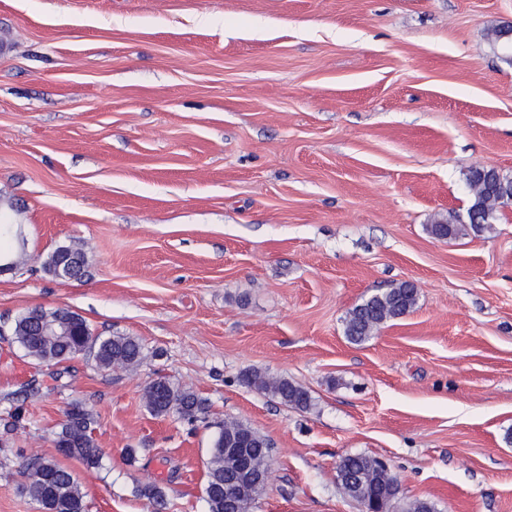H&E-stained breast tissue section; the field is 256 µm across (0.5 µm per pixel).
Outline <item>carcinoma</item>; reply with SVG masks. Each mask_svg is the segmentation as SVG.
Here are the masks:
<instances>
[{
  "mask_svg": "<svg viewBox=\"0 0 512 512\" xmlns=\"http://www.w3.org/2000/svg\"><path fill=\"white\" fill-rule=\"evenodd\" d=\"M467 182L472 194V204L467 212L468 222L460 224L454 216L440 217L428 225V233L437 240H448L473 232L477 235L492 229L493 221L507 207L505 197L512 194V180L496 169H474ZM74 256L80 263L72 270L88 266L85 251L75 245H60L44 261L45 270L54 278L67 280L68 270L64 261ZM418 288L403 281L385 291L377 292L355 305L345 319L344 335L355 345L372 339L381 326L410 313L418 302ZM57 310L43 307L30 308L19 314L10 326L11 340L19 345L34 365L59 364L75 355L90 359L96 368L114 366L131 367L144 359L143 345L139 338L128 335L101 336L92 332L86 320L73 313L78 322L79 335L63 339H44L38 336L39 321L53 320ZM241 383L260 393L268 394L285 406L308 409L312 396L304 387L279 378H270L258 370H248L241 376ZM147 409L155 416L176 413L189 424L206 417L208 404L196 392L182 389L165 378L159 384H149L145 391ZM97 416L82 402H72L65 410V420L55 432L56 450L65 457L76 458L88 468L100 465L102 452L93 438ZM240 438L249 448L251 467L256 473L269 466L272 443L244 422L224 424L213 437L210 458L207 462L204 485L209 512H236L238 504L250 507L262 492L263 486L238 485L239 493L228 496L225 486L231 484L235 469L234 459L225 452V442ZM24 481L22 493L41 508L52 512H87L84 495L73 474L54 458L34 456L22 466ZM338 478L344 493L361 501L363 494L389 498L399 490L396 481L385 474L378 462L366 455L354 454L343 458L338 466ZM139 496L148 501L152 512H160L167 505L163 488L147 484L138 489Z\"/></svg>",
  "mask_w": 512,
  "mask_h": 512,
  "instance_id": "carcinoma-1",
  "label": "carcinoma"
}]
</instances>
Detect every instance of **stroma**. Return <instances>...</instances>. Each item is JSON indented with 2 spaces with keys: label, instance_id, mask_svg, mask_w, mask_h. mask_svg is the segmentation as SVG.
<instances>
[{
  "label": "stroma",
  "instance_id": "obj_1",
  "mask_svg": "<svg viewBox=\"0 0 512 512\" xmlns=\"http://www.w3.org/2000/svg\"><path fill=\"white\" fill-rule=\"evenodd\" d=\"M512 0H0V222L21 230L0 274V329L41 306L145 359L35 369L0 337V512H39L21 465L52 456L69 403L97 415L103 457L61 458L88 512H208L220 423L271 439L252 512H361L349 455L385 460L402 502L512 512V209L466 219V177H512V60L493 40ZM84 243L81 281L46 274ZM410 280L416 308L368 342L348 311ZM293 380L299 410L242 386ZM43 385L29 395L32 377ZM164 376L208 401L205 421L156 417ZM134 457H126V449ZM511 180L496 169H474L467 176V182L473 196L467 212L468 222L460 224L452 215L440 217L427 227L428 233L437 240H448L469 231L480 235L492 229L498 214L507 208L506 196H511ZM74 256L76 258L80 259V263H77L75 266H71L73 271H76L77 269H80L82 266L85 267V273L86 268H88V259L85 251L72 245H60L53 252H51L45 259L43 265L45 270L52 275L55 279H59L62 281H68L67 278L69 274L68 265L64 264V261Z\"/></svg>",
  "mask_w": 512,
  "mask_h": 512
}]
</instances>
